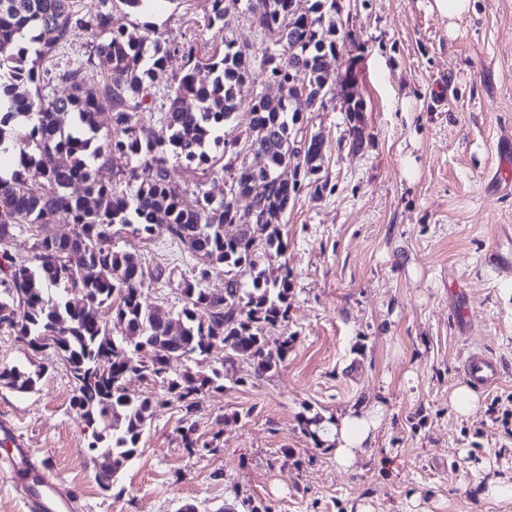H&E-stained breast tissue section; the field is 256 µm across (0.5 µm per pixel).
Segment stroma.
I'll use <instances>...</instances> for the list:
<instances>
[{
	"mask_svg": "<svg viewBox=\"0 0 512 512\" xmlns=\"http://www.w3.org/2000/svg\"><path fill=\"white\" fill-rule=\"evenodd\" d=\"M432 0H341L333 65L344 75L359 55L356 89L365 103L361 150L339 102L310 113L309 134L325 141L319 198L302 193L281 233L286 251L266 266L292 272L287 327L292 338L276 370L255 378L244 361L225 367L223 387L193 415L166 384L133 375L134 397L159 401L138 455L103 489L88 450V428L73 407L68 367L47 348L31 350L0 330V364L42 376L23 393L0 386V419L36 459L59 473L84 512H512V273L496 274L490 247L512 252V179L499 170L512 142V0H475L449 25ZM80 15L111 13L115 24L149 29L169 52L167 81L151 90L143 120L157 135L171 87L187 72L209 77L207 60L225 39L262 55L246 0H225L226 27L210 25L211 0H163L137 11L123 0H73ZM92 33L79 30L38 65L82 69L84 93L124 83L119 72L87 64ZM193 47L184 55V47ZM148 265L189 273L196 258L171 244L165 226L150 239L124 233ZM496 363L500 381L479 390L467 417L450 405L467 383L470 353ZM378 421L347 468L332 441L312 436L306 419L336 422L348 410ZM194 422L213 451L188 454L179 429Z\"/></svg>",
	"mask_w": 512,
	"mask_h": 512,
	"instance_id": "35a3bbf8",
	"label": "stroma"
}]
</instances>
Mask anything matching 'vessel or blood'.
Instances as JSON below:
<instances>
[{"label": "vessel or blood", "instance_id": "1", "mask_svg": "<svg viewBox=\"0 0 512 512\" xmlns=\"http://www.w3.org/2000/svg\"><path fill=\"white\" fill-rule=\"evenodd\" d=\"M467 373L473 384L480 387L491 385L499 377L496 365L480 353L471 354ZM0 436L12 446L11 453L0 458V467L6 468L26 512H77L78 505L70 497L63 478L34 459L30 448L8 422H0Z\"/></svg>", "mask_w": 512, "mask_h": 512}]
</instances>
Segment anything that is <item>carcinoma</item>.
Instances as JSON below:
<instances>
[{
    "mask_svg": "<svg viewBox=\"0 0 512 512\" xmlns=\"http://www.w3.org/2000/svg\"><path fill=\"white\" fill-rule=\"evenodd\" d=\"M292 3L246 0L258 26L280 33L278 53L264 62L266 77L284 94L274 100L257 94L243 51L226 41L224 55L209 64L210 81L199 83L190 72L181 77L164 112L168 137L159 138L139 115L150 88L166 78L168 51L149 32L116 25L110 13L86 19L72 0H0V164H10L9 176L0 175V330L34 351L49 346L67 363L72 404L92 428L88 448L102 482L117 478L136 456L146 423L158 411L151 398L125 393L128 375L167 383L189 416L200 394L222 388L224 369L204 375L188 367L172 376L168 360H244L261 377L288 355L289 339L271 338V329L288 321V267L273 272L262 258L286 248L280 226L297 196L307 189L316 197L326 186L319 177L323 139L311 136L302 156L294 145L307 114L324 106L328 61L336 59L339 44L336 0H314L310 13L290 28ZM78 30L106 34L87 63L126 74V83L90 96L76 67L58 74L70 88L67 95L31 93L41 78L36 62ZM33 44L40 48L31 63ZM247 96L245 146L265 163L259 169L227 163L223 170L243 193L265 183L255 217L242 222L216 180L197 186L195 208L183 207L168 155L208 167L213 147L239 157L217 132ZM114 127L121 135L112 136ZM290 166L301 175L289 185L279 173ZM32 170L41 176L36 185L29 182ZM54 224L72 225L73 236L51 233ZM157 224L201 261L177 284L181 306L174 319L142 302L145 283L170 284L174 269L150 268L136 250L116 246L126 229L146 240ZM226 224L239 225L238 234L227 237ZM25 229L35 236L27 262L9 249ZM216 270L224 272L222 295L202 282L203 274ZM39 377L0 366V384L17 391L33 390ZM179 432L189 452L208 448L194 425Z\"/></svg>",
    "mask_w": 512,
    "mask_h": 512,
    "instance_id": "cac0c4a2",
    "label": "carcinoma"
}]
</instances>
